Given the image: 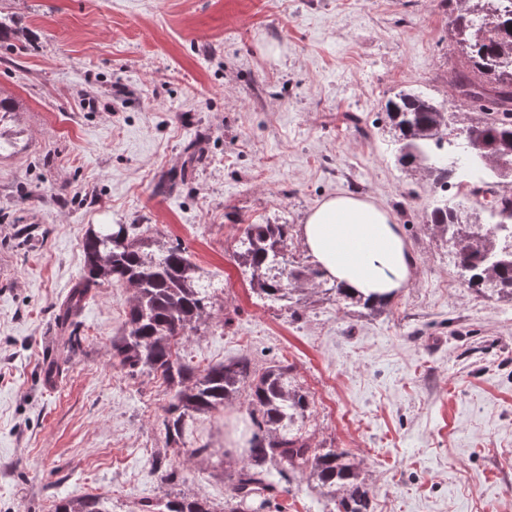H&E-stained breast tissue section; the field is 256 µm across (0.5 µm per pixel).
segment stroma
Wrapping results in <instances>:
<instances>
[{
  "mask_svg": "<svg viewBox=\"0 0 512 512\" xmlns=\"http://www.w3.org/2000/svg\"><path fill=\"white\" fill-rule=\"evenodd\" d=\"M448 0H0V512L102 496L138 512L166 493L222 505L244 399L161 430L171 389L111 356L130 289L98 288L69 351L58 319L100 224L181 244L215 286L183 358L285 360L307 392L316 446L362 461L373 512H512V301L467 288L426 226L443 194L396 161L385 103L422 90L459 111L463 59ZM199 161L174 191L186 146ZM351 193L388 210L416 261L383 310L305 290L298 315L259 297L233 253L242 224L301 225ZM28 237H20L21 227ZM232 326H225V316ZM52 356L58 384L45 388ZM205 460L192 457L200 445ZM180 470L175 485L153 470ZM293 483L263 512H328Z\"/></svg>",
  "mask_w": 512,
  "mask_h": 512,
  "instance_id": "1",
  "label": "stroma"
}]
</instances>
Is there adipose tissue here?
Instances as JSON below:
<instances>
[{
	"label": "adipose tissue",
	"instance_id": "adipose-tissue-1",
	"mask_svg": "<svg viewBox=\"0 0 512 512\" xmlns=\"http://www.w3.org/2000/svg\"><path fill=\"white\" fill-rule=\"evenodd\" d=\"M300 237L323 278L353 294L394 296L413 278L416 262L398 224L372 199L325 198L307 216Z\"/></svg>",
	"mask_w": 512,
	"mask_h": 512
}]
</instances>
